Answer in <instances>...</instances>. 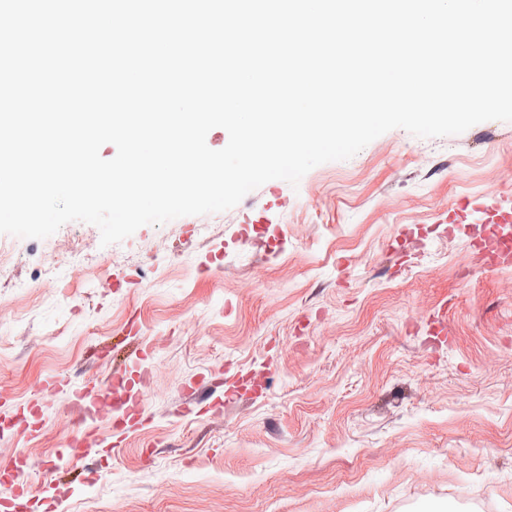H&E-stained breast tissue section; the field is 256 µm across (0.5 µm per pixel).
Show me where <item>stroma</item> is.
<instances>
[{
  "instance_id": "stroma-1",
  "label": "stroma",
  "mask_w": 512,
  "mask_h": 512,
  "mask_svg": "<svg viewBox=\"0 0 512 512\" xmlns=\"http://www.w3.org/2000/svg\"><path fill=\"white\" fill-rule=\"evenodd\" d=\"M512 122L396 128L298 186L101 246L69 222L0 234V438L28 512H512ZM120 375L140 415L75 458L67 392Z\"/></svg>"
}]
</instances>
